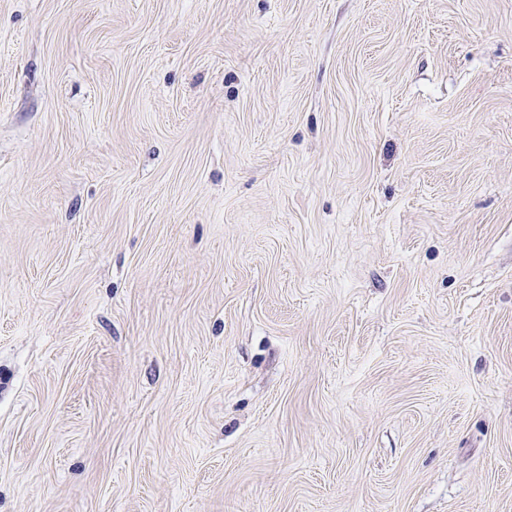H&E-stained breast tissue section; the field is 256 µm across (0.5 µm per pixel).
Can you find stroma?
Masks as SVG:
<instances>
[{
    "mask_svg": "<svg viewBox=\"0 0 512 512\" xmlns=\"http://www.w3.org/2000/svg\"><path fill=\"white\" fill-rule=\"evenodd\" d=\"M0 512H512V0H0Z\"/></svg>",
    "mask_w": 512,
    "mask_h": 512,
    "instance_id": "obj_1",
    "label": "stroma"
}]
</instances>
